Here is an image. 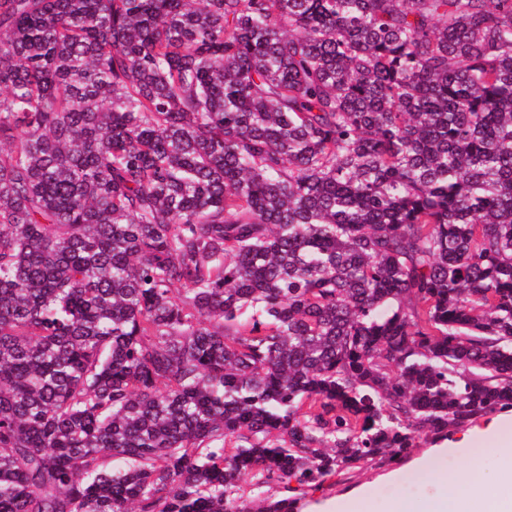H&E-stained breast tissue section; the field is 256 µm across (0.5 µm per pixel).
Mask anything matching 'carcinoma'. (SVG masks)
<instances>
[{
    "mask_svg": "<svg viewBox=\"0 0 512 512\" xmlns=\"http://www.w3.org/2000/svg\"><path fill=\"white\" fill-rule=\"evenodd\" d=\"M512 409V0H0V512H299Z\"/></svg>",
    "mask_w": 512,
    "mask_h": 512,
    "instance_id": "obj_1",
    "label": "carcinoma"
}]
</instances>
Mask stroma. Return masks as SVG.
I'll return each mask as SVG.
<instances>
[{
	"instance_id": "1",
	"label": "stroma",
	"mask_w": 512,
	"mask_h": 512,
	"mask_svg": "<svg viewBox=\"0 0 512 512\" xmlns=\"http://www.w3.org/2000/svg\"><path fill=\"white\" fill-rule=\"evenodd\" d=\"M491 414L477 417L473 423L449 432L450 440L461 442V449L445 454L431 453L428 447L412 449L397 464L386 469H372L354 474L350 479L313 494L302 501L301 512H307L311 503L335 501L337 512H390L399 502L407 501L421 506L432 491L434 475L460 473L471 465H478L483 477L492 476L500 468L512 464V457L490 452V440H471L474 429L491 421ZM418 476L416 485H407L408 476Z\"/></svg>"
}]
</instances>
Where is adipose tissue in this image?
<instances>
[{
    "label": "adipose tissue",
    "instance_id": "adipose-tissue-1",
    "mask_svg": "<svg viewBox=\"0 0 512 512\" xmlns=\"http://www.w3.org/2000/svg\"><path fill=\"white\" fill-rule=\"evenodd\" d=\"M420 512H512V466L488 481L443 477Z\"/></svg>",
    "mask_w": 512,
    "mask_h": 512
}]
</instances>
